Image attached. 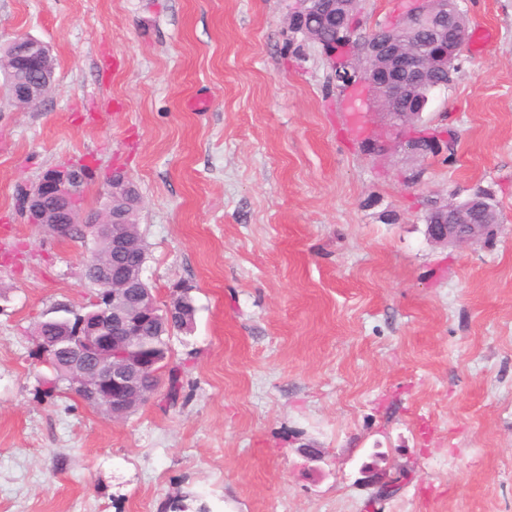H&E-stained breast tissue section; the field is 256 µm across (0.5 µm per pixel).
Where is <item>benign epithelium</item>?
Here are the masks:
<instances>
[{"instance_id": "benign-epithelium-1", "label": "benign epithelium", "mask_w": 512, "mask_h": 512, "mask_svg": "<svg viewBox=\"0 0 512 512\" xmlns=\"http://www.w3.org/2000/svg\"><path fill=\"white\" fill-rule=\"evenodd\" d=\"M340 0H293L288 15V26L306 39H319L308 27L311 13L317 10H333ZM448 14L446 0H404L397 17L386 27L400 28L408 22L416 28L433 30V44L428 52L412 55L400 43L365 37L362 50L354 48L355 31L352 26L336 34L337 41L325 50L324 57L330 62L336 80V90L346 98L353 111L357 104L370 105L381 94L389 91L390 98L399 104V111L388 113L386 132L367 141L373 155L381 157L392 147L400 145L409 154H416L411 141L420 130L421 116L428 99L417 91L428 79L429 72L448 60V55L459 47L448 43ZM15 58L10 91L13 105L20 111L31 110L44 99V91L55 82V71L50 49L43 42L18 34L9 41ZM81 165L65 164L47 171L26 193L25 216L32 224L42 223L49 210H54L50 229L64 236L70 225H80L81 234L92 239L105 238L111 252L121 255L133 249V243L123 232L127 223L126 213L113 205V201L134 193L135 186L122 172L112 174L103 195L106 197V218L84 220L74 201L83 196L86 179L80 175ZM481 209L480 202L470 194L447 206L441 200H432L429 213H446V220L437 223L427 221L428 239L439 245L476 244L487 234L490 225L473 221V215ZM132 275L122 278L103 272L96 282L98 297L93 299L92 309L73 312L71 325L66 334L55 336L42 344L41 363L53 362L68 372L70 389L87 404L112 414L115 396L132 405H140L152 397L143 386L146 375L155 367L139 356L123 353V348L139 335L142 323L147 319L166 322L174 312L176 299L161 308L152 292L139 284L131 287Z\"/></svg>"}]
</instances>
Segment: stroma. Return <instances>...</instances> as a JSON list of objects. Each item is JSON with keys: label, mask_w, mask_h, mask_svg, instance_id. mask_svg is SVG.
<instances>
[{"label": "stroma", "mask_w": 512, "mask_h": 512, "mask_svg": "<svg viewBox=\"0 0 512 512\" xmlns=\"http://www.w3.org/2000/svg\"><path fill=\"white\" fill-rule=\"evenodd\" d=\"M292 0H0V42L46 43L56 85L21 112L0 72V512H512V0H460L471 29L424 121L456 160L402 183L387 118L351 111ZM199 95L207 108L194 110ZM84 161L139 196L158 305L190 287L183 397L115 419L40 392L34 332L79 309L90 239L18 212V189ZM488 191L479 243L430 242L428 199ZM318 450L309 459L305 446ZM407 472L374 501L362 469Z\"/></svg>", "instance_id": "1"}]
</instances>
